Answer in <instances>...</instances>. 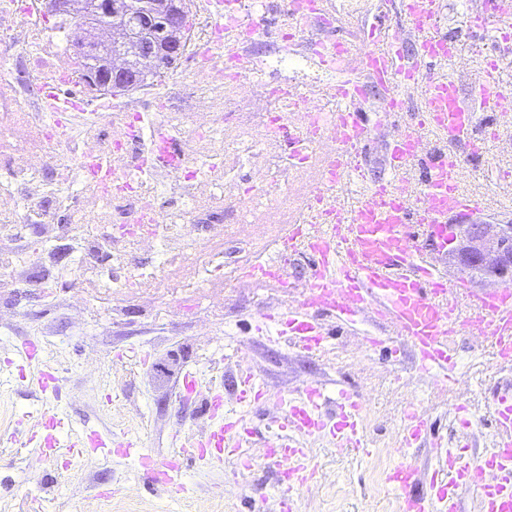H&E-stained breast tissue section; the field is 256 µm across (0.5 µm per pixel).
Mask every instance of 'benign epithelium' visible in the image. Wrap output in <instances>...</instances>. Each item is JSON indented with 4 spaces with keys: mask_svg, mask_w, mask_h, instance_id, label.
I'll return each mask as SVG.
<instances>
[{
    "mask_svg": "<svg viewBox=\"0 0 512 512\" xmlns=\"http://www.w3.org/2000/svg\"><path fill=\"white\" fill-rule=\"evenodd\" d=\"M74 15L80 17L84 37L76 47L80 57L95 54L101 47L99 32L112 19L124 17L131 26L117 25L133 49L134 60L121 66H105L88 81L97 88L118 92L140 88L145 74L139 61L149 63L153 73L173 66L185 52L184 0H83ZM448 263L456 271L478 268L481 282L512 283V224L474 220L451 224Z\"/></svg>",
    "mask_w": 512,
    "mask_h": 512,
    "instance_id": "benign-epithelium-1",
    "label": "benign epithelium"
}]
</instances>
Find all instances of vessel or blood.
<instances>
[{
    "instance_id": "1",
    "label": "vessel or blood",
    "mask_w": 512,
    "mask_h": 512,
    "mask_svg": "<svg viewBox=\"0 0 512 512\" xmlns=\"http://www.w3.org/2000/svg\"><path fill=\"white\" fill-rule=\"evenodd\" d=\"M482 5L471 19L473 28H512V13L503 11L502 0H482ZM441 10V0H398V14L428 31L411 60H402L391 42L374 40L362 47L352 43L344 47L345 53L359 55L367 62L381 86L393 90L398 111H408L411 94H418L416 120L403 125L400 139L393 143L390 167L397 174L413 168L423 172L427 205L412 208L395 198L390 183L366 180L361 157L367 128L362 115L346 83L328 87V94L338 103L334 124L344 151L337 157L326 185L333 188L352 182L361 200L352 209L339 204L327 210V223L307 225L305 252L312 259L306 280L308 292L297 304L263 311L261 318L286 327L291 344L313 353L322 348L327 336L316 320L317 314L347 323L364 310H373L390 325L396 342L413 348L417 370L445 385L457 379L451 340L459 331H477L497 362L512 361V290L468 296L465 281L449 282L423 257L427 248L446 255L450 217L481 210L480 200L460 190L457 166L449 158L461 145L478 151L477 112L510 108L512 96L503 93L492 74L484 73L477 80L478 109L463 105L459 88L436 71L437 66L459 61L457 39L435 31ZM428 131L448 145V152L426 143L424 134ZM463 300L472 310L466 319L459 312ZM18 354L32 367L41 393L57 396L59 378L54 368L42 361L37 344L22 343ZM322 397L321 387L312 386L304 388L300 398L286 399L282 425L289 433L265 445L267 459L280 470L283 512H294L296 492L317 472L306 448L309 438L328 434L338 448L355 454L366 451L360 432L363 399L340 389L336 415L330 418L321 411ZM205 401L209 410L218 414V422L201 439L180 443L166 459L138 451L137 441L106 440L88 430L78 433L74 445L90 455H136L140 471L151 485L165 488L169 495L182 496L186 487L179 474L185 457L220 463L232 456L245 469L255 464L250 453L254 433L244 418L223 411L221 393H208ZM492 416L491 454L450 450L436 437L431 438L434 468L422 471L404 462L394 465L387 482L397 495L399 512H458L459 500L467 492L475 495L480 512H512L511 392L498 396ZM37 423L43 430L38 451L44 458H54L65 446V426L50 408L38 411ZM427 436L425 414L418 406H409L404 413L401 447H411Z\"/></svg>"
}]
</instances>
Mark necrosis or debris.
<instances>
[{"label":"necrosis or debris","mask_w":512,"mask_h":512,"mask_svg":"<svg viewBox=\"0 0 512 512\" xmlns=\"http://www.w3.org/2000/svg\"><path fill=\"white\" fill-rule=\"evenodd\" d=\"M312 0H226L196 6L185 68L142 97L87 83L72 54L77 28L51 26L47 0H0V325L16 317L13 287L58 243L79 265L71 307L154 316L168 298L186 315L224 305L225 280L284 265L291 248L224 262V223L274 224L289 192L309 201L340 145L316 90L366 65L323 38L331 16ZM281 21L268 28L265 20ZM241 37L224 42V28ZM272 49L254 50L257 36ZM158 265L135 263L137 255Z\"/></svg>","instance_id":"obj_1"}]
</instances>
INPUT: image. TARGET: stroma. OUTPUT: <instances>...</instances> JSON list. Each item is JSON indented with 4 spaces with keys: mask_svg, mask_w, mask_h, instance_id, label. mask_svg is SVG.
Wrapping results in <instances>:
<instances>
[{
    "mask_svg": "<svg viewBox=\"0 0 512 512\" xmlns=\"http://www.w3.org/2000/svg\"><path fill=\"white\" fill-rule=\"evenodd\" d=\"M448 12L441 33L457 37L460 58L468 62L467 72L458 79L466 105H475L478 71L473 67L474 47H490L488 33L475 31L468 12L457 0H447ZM382 0H372L366 14L346 19L333 32L334 38L355 36L368 39L370 32L403 29L409 36L406 54L417 51L422 32L396 15L382 16ZM512 165V130L504 131L500 142L482 146L466 158L462 190L479 199L483 220L512 223V178L501 180V166ZM71 280L55 281L56 299L42 293L43 275L32 269L14 290L17 318L0 328V402L13 411L9 428H0V512H81L96 497L108 490L129 495L136 512H193L195 505L220 499L224 512H254L259 501L278 498V471L265 464L236 470L234 459L220 464L188 462L180 473L189 491L173 498L148 485L135 457L117 455H78L70 466L41 459L30 468L26 460L35 454L30 413L44 404L31 379L7 366L18 346L36 342L44 361L60 356L65 360L60 372L59 396L54 406L72 433L85 429L109 437L117 427L112 419L118 403L130 411L144 414L147 425L131 435L145 452L158 458L175 449L177 437L203 434L211 420L201 398L182 389V378L192 373L222 389L225 407L245 415L256 431L253 452H261L265 439L274 437L277 424L269 405L260 402L240 405L233 378L239 358H246L254 373L272 390L297 395L309 383L330 388L336 380L357 391L366 401L365 433L371 452L365 456L346 454L325 439L308 443L310 457L328 475L317 497L297 496L296 512H398L396 495L383 484L384 474L395 462L391 448L397 447L403 429L408 400L418 401L433 424V433L448 443L468 440L479 455L491 448L494 426L491 404L494 393L512 389V364L500 365L488 347L471 336L456 338L461 384L436 391L431 379L414 367L412 351L392 358L386 347L371 348L368 337L387 335L385 326L370 316H358L348 324L331 317L322 323L330 336L324 350L305 355L290 348L278 334L275 324L260 325L268 288L254 287L242 292L235 285L224 287V324L220 334L223 348H216L208 337L190 336L187 319L175 304L156 321H147L137 308H127L122 320L107 336L96 333L94 321L73 324L68 308ZM410 379L401 387L399 378ZM467 402L474 421L461 429L452 414L454 404Z\"/></svg>",
    "mask_w": 512,
    "mask_h": 512,
    "instance_id": "35a3bbf8",
    "label": "stroma"
}]
</instances>
